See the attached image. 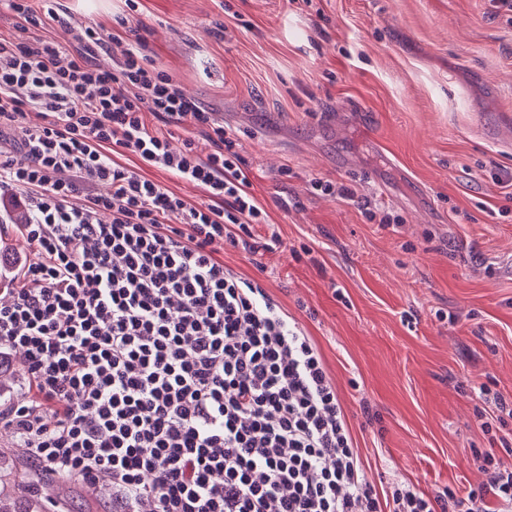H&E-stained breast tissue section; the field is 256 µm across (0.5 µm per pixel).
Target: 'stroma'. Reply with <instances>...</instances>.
<instances>
[{"label":"stroma","mask_w":512,"mask_h":512,"mask_svg":"<svg viewBox=\"0 0 512 512\" xmlns=\"http://www.w3.org/2000/svg\"><path fill=\"white\" fill-rule=\"evenodd\" d=\"M67 44L143 26L148 54L236 132L282 244L224 263L313 338L373 482L466 495L512 443V23L491 0H59ZM349 188L313 193L312 179ZM393 224L379 223L383 214ZM112 512L85 482L18 495Z\"/></svg>","instance_id":"1"}]
</instances>
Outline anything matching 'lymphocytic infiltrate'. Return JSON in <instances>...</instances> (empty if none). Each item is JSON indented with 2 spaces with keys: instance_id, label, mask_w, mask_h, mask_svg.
Instances as JSON below:
<instances>
[{
  "instance_id": "f902f5d3",
  "label": "lymphocytic infiltrate",
  "mask_w": 512,
  "mask_h": 512,
  "mask_svg": "<svg viewBox=\"0 0 512 512\" xmlns=\"http://www.w3.org/2000/svg\"><path fill=\"white\" fill-rule=\"evenodd\" d=\"M123 43L110 70L93 26L67 47L0 38V192L24 209L36 256L0 303V363L21 353L29 376L0 422L34 467L103 484L112 512H488L489 496L512 512V462L492 448L475 451L485 480L462 497L368 481L317 345L224 265L225 246L281 243L252 234L269 215L238 138L154 65L138 31ZM32 109L43 125L12 143ZM146 174L158 181H162L165 183L171 190L176 192L177 194L183 196L187 200L191 202H201L205 201L206 197L203 191L193 184L171 177L164 171H160L157 169L147 170Z\"/></svg>"
}]
</instances>
